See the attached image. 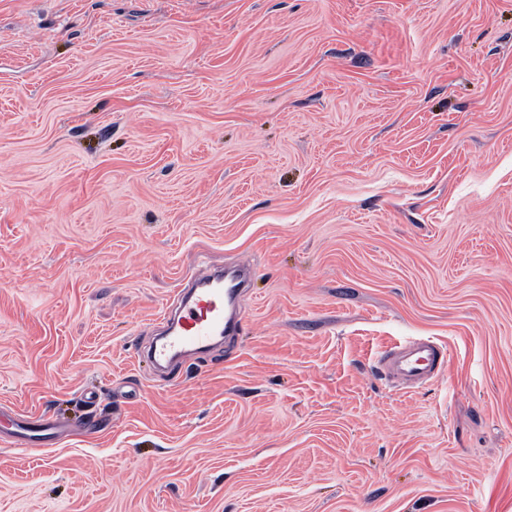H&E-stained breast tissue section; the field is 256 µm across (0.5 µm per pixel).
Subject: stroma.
Instances as JSON below:
<instances>
[{"label": "stroma", "instance_id": "35a3bbf8", "mask_svg": "<svg viewBox=\"0 0 512 512\" xmlns=\"http://www.w3.org/2000/svg\"><path fill=\"white\" fill-rule=\"evenodd\" d=\"M0 512H512V0H0ZM210 275L202 273L176 327L156 346L152 353L154 362L167 363L184 351H201L209 348L214 336H235L241 331V319L233 308L236 295L246 288L250 269L241 265L224 274V288L213 285ZM449 353L430 338L395 342L376 357L378 370L395 388L411 389L434 380L445 370Z\"/></svg>", "mask_w": 512, "mask_h": 512}]
</instances>
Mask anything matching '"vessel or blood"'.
Listing matches in <instances>:
<instances>
[{"mask_svg": "<svg viewBox=\"0 0 512 512\" xmlns=\"http://www.w3.org/2000/svg\"><path fill=\"white\" fill-rule=\"evenodd\" d=\"M250 280L248 266L225 273L223 286H216L208 274H200L173 331L156 346L152 358L166 363L188 350L211 346L215 336L238 335L241 319L233 307L236 295ZM449 353L430 338L417 337L387 346L376 357L378 370L394 387L411 389L427 384L445 370Z\"/></svg>", "mask_w": 512, "mask_h": 512, "instance_id": "1", "label": "vessel or blood"}]
</instances>
